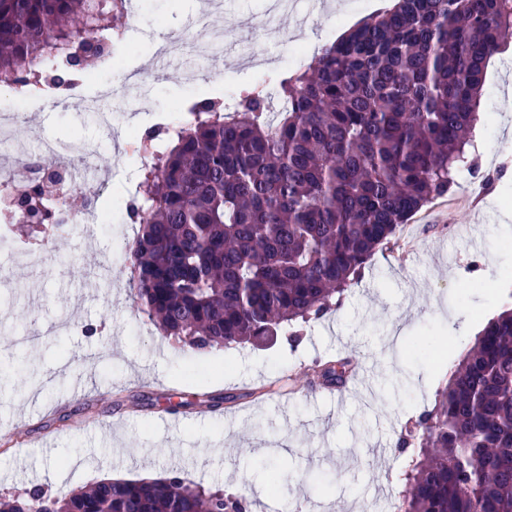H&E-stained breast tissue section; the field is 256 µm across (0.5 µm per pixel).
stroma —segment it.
Listing matches in <instances>:
<instances>
[{
    "instance_id": "35a3bbf8",
    "label": "stroma",
    "mask_w": 512,
    "mask_h": 512,
    "mask_svg": "<svg viewBox=\"0 0 512 512\" xmlns=\"http://www.w3.org/2000/svg\"><path fill=\"white\" fill-rule=\"evenodd\" d=\"M213 23L248 41L247 17L265 0H223ZM332 17L300 29V14H282L263 40L276 61L265 72L209 65L213 84L193 90L177 63L154 68L144 88L154 110L207 96L237 94L266 79L278 86L294 51L280 39L328 45L382 0H330ZM198 0H156L151 33H182ZM80 82L66 110L27 113L14 136L93 140L100 133L83 110L94 92ZM468 157L500 174L481 200L467 193L474 176L461 168L446 206L426 205L408 222L409 235L375 251L362 279L336 311L306 324L299 344L287 330L270 343L201 351L176 348L138 306L130 264L111 260L112 243L133 238L132 222L87 235L67 229L63 245L28 235L49 251L39 268L8 264L0 284V496L38 486L63 495L121 472L177 474L185 483L243 496L266 483L269 469L285 477L277 498L310 503L319 512H360L383 478L386 496L402 497L416 447L395 450L401 430L431 408L484 322L512 304V36L489 61L480 119ZM479 224L480 247L460 225ZM494 291H487V283ZM427 349L407 353L405 341ZM355 353L368 365L370 392L347 405L324 393L316 362ZM389 454L376 463L368 450Z\"/></svg>"
}]
</instances>
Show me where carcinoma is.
I'll use <instances>...</instances> for the list:
<instances>
[{
    "mask_svg": "<svg viewBox=\"0 0 512 512\" xmlns=\"http://www.w3.org/2000/svg\"><path fill=\"white\" fill-rule=\"evenodd\" d=\"M122 0H0V79L21 98L65 85L104 53ZM512 35V0H397L280 83L277 124L247 93L231 117L194 102L130 212L136 299L192 350L277 335L340 303L375 251L465 165L487 59ZM344 357L322 376L341 387ZM422 430L398 512H512V307L487 322L401 436ZM248 512L178 476L64 497L34 487L0 512Z\"/></svg>",
    "mask_w": 512,
    "mask_h": 512,
    "instance_id": "carcinoma-1",
    "label": "carcinoma"
}]
</instances>
